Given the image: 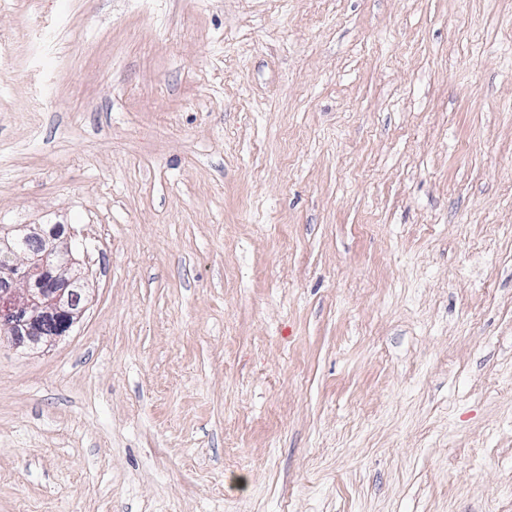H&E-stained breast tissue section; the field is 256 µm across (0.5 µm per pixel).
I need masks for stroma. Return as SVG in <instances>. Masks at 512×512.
<instances>
[{
  "mask_svg": "<svg viewBox=\"0 0 512 512\" xmlns=\"http://www.w3.org/2000/svg\"><path fill=\"white\" fill-rule=\"evenodd\" d=\"M0 512H512V0H0ZM59 226L15 224L0 229V335L30 350L68 334L82 310L76 292L83 274ZM34 242L21 250L19 242ZM49 332V333H48Z\"/></svg>",
  "mask_w": 512,
  "mask_h": 512,
  "instance_id": "obj_1",
  "label": "stroma"
}]
</instances>
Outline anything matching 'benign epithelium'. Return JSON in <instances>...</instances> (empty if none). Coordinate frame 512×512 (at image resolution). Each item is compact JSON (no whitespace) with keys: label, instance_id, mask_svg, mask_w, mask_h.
Listing matches in <instances>:
<instances>
[{"label":"benign epithelium","instance_id":"7a95c632","mask_svg":"<svg viewBox=\"0 0 512 512\" xmlns=\"http://www.w3.org/2000/svg\"><path fill=\"white\" fill-rule=\"evenodd\" d=\"M62 230L16 224L0 229V335L30 350L68 334L81 315L75 288L82 272Z\"/></svg>","mask_w":512,"mask_h":512}]
</instances>
